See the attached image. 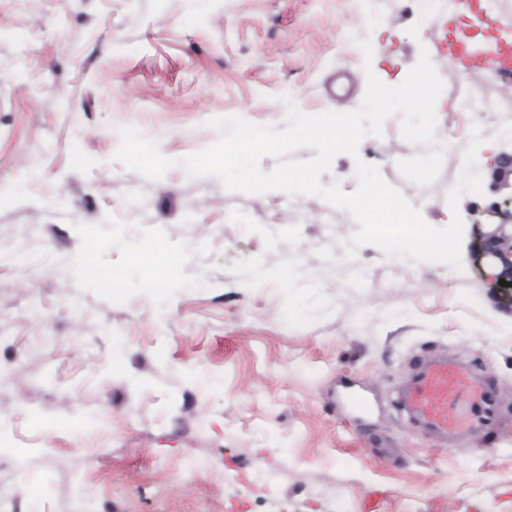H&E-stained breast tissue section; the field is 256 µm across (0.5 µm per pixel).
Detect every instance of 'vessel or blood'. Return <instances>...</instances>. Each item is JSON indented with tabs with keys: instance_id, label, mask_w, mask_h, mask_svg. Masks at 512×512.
<instances>
[{
	"instance_id": "vessel-or-blood-1",
	"label": "vessel or blood",
	"mask_w": 512,
	"mask_h": 512,
	"mask_svg": "<svg viewBox=\"0 0 512 512\" xmlns=\"http://www.w3.org/2000/svg\"><path fill=\"white\" fill-rule=\"evenodd\" d=\"M483 0H454L453 14L457 21L470 28L483 29L490 16L482 7ZM448 50L460 70L491 66L499 72H512V48L487 60L477 56L468 42L450 43ZM495 384L491 376H477L474 367H464L445 357L417 362L401 404L404 409L430 433L448 436L462 427L460 402L469 393L478 399L481 420L496 418L494 408Z\"/></svg>"
}]
</instances>
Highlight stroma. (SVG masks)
Returning a JSON list of instances; mask_svg holds the SVG:
<instances>
[{
	"label": "stroma",
	"instance_id": "obj_1",
	"mask_svg": "<svg viewBox=\"0 0 512 512\" xmlns=\"http://www.w3.org/2000/svg\"><path fill=\"white\" fill-rule=\"evenodd\" d=\"M452 2L0 0V512H309L313 492L316 512H363L378 489L383 512H512V310L470 254L459 270L372 244L350 258L358 220L317 196L113 160L124 126L179 159L220 139L214 118L355 110L367 72L398 85L425 49L444 83L438 177L401 175L427 148L396 114L321 181L352 192L356 160L375 164L446 227L495 198L447 202L472 126L482 182L512 149L507 81L438 48ZM464 94L488 110L458 111ZM22 238L35 264L11 259ZM89 255L118 281L88 276ZM432 355L495 378L493 428L447 444L398 409L410 361ZM347 384L374 403L365 428Z\"/></svg>",
	"mask_w": 512,
	"mask_h": 512
}]
</instances>
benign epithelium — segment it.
Wrapping results in <instances>:
<instances>
[{
  "label": "benign epithelium",
  "mask_w": 512,
  "mask_h": 512,
  "mask_svg": "<svg viewBox=\"0 0 512 512\" xmlns=\"http://www.w3.org/2000/svg\"><path fill=\"white\" fill-rule=\"evenodd\" d=\"M491 191L500 195L477 215L488 216L486 230L475 238L472 254L474 260L492 270L487 279L497 290L502 301L512 304V152L502 153L492 173ZM509 286L504 287L499 281Z\"/></svg>",
  "instance_id": "benign-epithelium-1"
}]
</instances>
